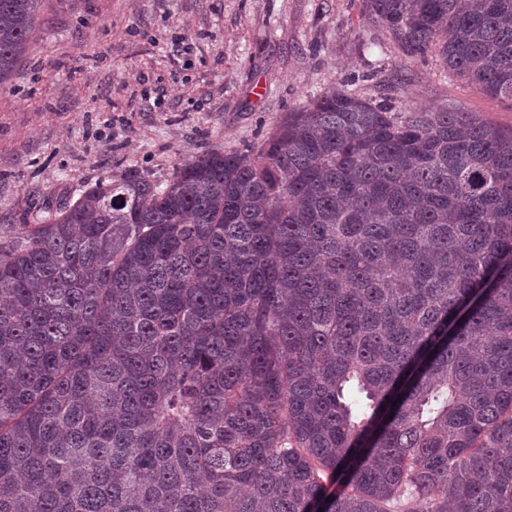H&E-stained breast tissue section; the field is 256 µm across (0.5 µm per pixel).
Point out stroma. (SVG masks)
I'll use <instances>...</instances> for the list:
<instances>
[{"mask_svg": "<svg viewBox=\"0 0 512 512\" xmlns=\"http://www.w3.org/2000/svg\"><path fill=\"white\" fill-rule=\"evenodd\" d=\"M332 85L512 131V102L406 57L360 0H43L0 86V236L123 167L258 145Z\"/></svg>", "mask_w": 512, "mask_h": 512, "instance_id": "1", "label": "stroma"}]
</instances>
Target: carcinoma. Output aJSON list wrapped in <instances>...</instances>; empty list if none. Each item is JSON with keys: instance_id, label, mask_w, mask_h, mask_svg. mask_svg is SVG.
<instances>
[{"instance_id": "obj_1", "label": "carcinoma", "mask_w": 512, "mask_h": 512, "mask_svg": "<svg viewBox=\"0 0 512 512\" xmlns=\"http://www.w3.org/2000/svg\"><path fill=\"white\" fill-rule=\"evenodd\" d=\"M41 0H0V84ZM512 102V0H361ZM512 512V133L328 87L0 239V512Z\"/></svg>"}]
</instances>
